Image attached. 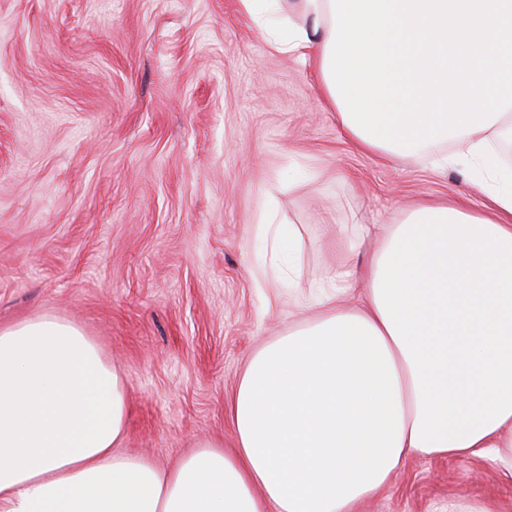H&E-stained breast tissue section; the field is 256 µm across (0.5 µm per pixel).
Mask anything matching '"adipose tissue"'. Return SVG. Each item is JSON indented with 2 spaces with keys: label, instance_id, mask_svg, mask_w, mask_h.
Returning <instances> with one entry per match:
<instances>
[{
  "label": "adipose tissue",
  "instance_id": "1",
  "mask_svg": "<svg viewBox=\"0 0 512 512\" xmlns=\"http://www.w3.org/2000/svg\"><path fill=\"white\" fill-rule=\"evenodd\" d=\"M270 47L322 73L330 0H239ZM512 116L418 150L464 160L490 206L425 201L339 228L314 320L259 349L232 403L236 446L175 466L118 453L126 384L77 324L0 328V512H352L410 455L488 458L512 486ZM375 246L364 253L363 242ZM361 287V305L340 297Z\"/></svg>",
  "mask_w": 512,
  "mask_h": 512
}]
</instances>
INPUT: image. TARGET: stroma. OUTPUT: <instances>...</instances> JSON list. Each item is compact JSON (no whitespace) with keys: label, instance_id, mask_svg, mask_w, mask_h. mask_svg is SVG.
<instances>
[{"label":"stroma","instance_id":"1","mask_svg":"<svg viewBox=\"0 0 512 512\" xmlns=\"http://www.w3.org/2000/svg\"><path fill=\"white\" fill-rule=\"evenodd\" d=\"M485 197L359 150L315 73L238 0H0V327L77 323L126 383L122 452L174 464L236 445L263 344L309 317L337 225L421 198ZM296 224L299 287L273 285L261 222ZM512 512L486 459L408 457L357 512Z\"/></svg>","mask_w":512,"mask_h":512}]
</instances>
